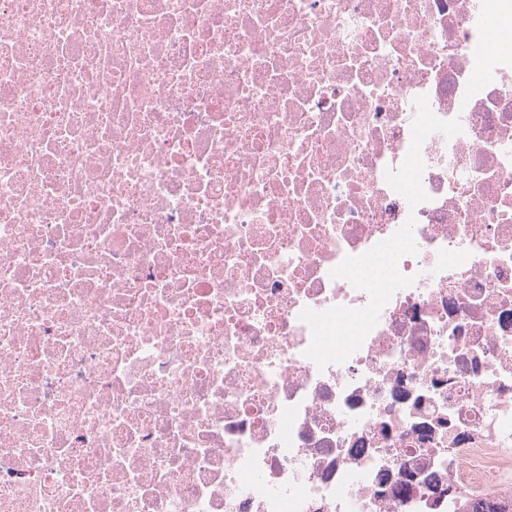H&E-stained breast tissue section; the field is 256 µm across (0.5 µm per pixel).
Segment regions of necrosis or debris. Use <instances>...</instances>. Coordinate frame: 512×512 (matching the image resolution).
Returning <instances> with one entry per match:
<instances>
[{"label": "necrosis or debris", "mask_w": 512, "mask_h": 512, "mask_svg": "<svg viewBox=\"0 0 512 512\" xmlns=\"http://www.w3.org/2000/svg\"><path fill=\"white\" fill-rule=\"evenodd\" d=\"M491 20L0 0V512H512Z\"/></svg>", "instance_id": "obj_1"}]
</instances>
